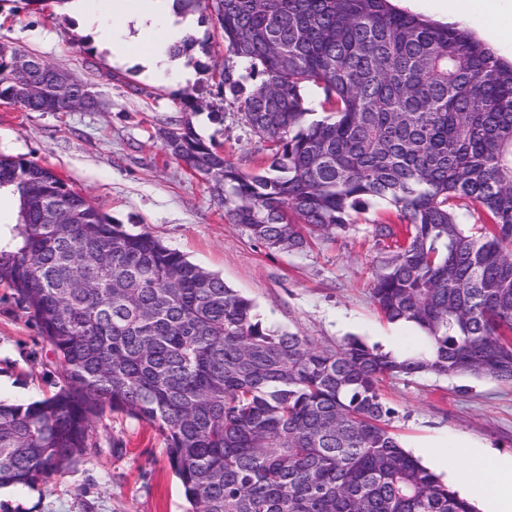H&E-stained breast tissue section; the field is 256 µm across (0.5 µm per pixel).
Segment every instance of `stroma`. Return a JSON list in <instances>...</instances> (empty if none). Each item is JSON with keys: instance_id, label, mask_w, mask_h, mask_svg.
Segmentation results:
<instances>
[{"instance_id": "35a3bbf8", "label": "stroma", "mask_w": 512, "mask_h": 512, "mask_svg": "<svg viewBox=\"0 0 512 512\" xmlns=\"http://www.w3.org/2000/svg\"><path fill=\"white\" fill-rule=\"evenodd\" d=\"M397 8L437 23L469 27L506 61L512 35L486 32L480 17H455L448 0H394ZM98 16L72 17L53 4L33 10L25 0H0V43L37 55L86 83L99 101L95 111L24 112L0 100V154L53 167L116 222L138 225L195 264L221 275L252 299L270 327L334 348L356 337L368 345L393 339L406 347L414 330L387 322L371 294L373 273L391 239L375 231L378 208L335 239L313 240L300 252H272L229 223L209 183L172 159L164 131L190 122L226 159L253 171L270 152L268 141L243 124L217 85L224 40L214 16L190 30L204 49L183 57L190 81L146 77L135 62L116 65L111 49L95 40ZM193 90L199 111L181 97ZM0 399L29 402L54 392L60 369L38 326L0 287ZM384 397L395 411L394 433L406 450L425 444L476 440L512 455V384L490 376L424 374L390 379ZM103 448L34 486L7 489L0 512H185L187 503L171 471L164 444L146 423L112 410L95 419ZM120 451H112V440Z\"/></svg>"}]
</instances>
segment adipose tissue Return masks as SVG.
<instances>
[{
	"instance_id": "ef3b65f1",
	"label": "adipose tissue",
	"mask_w": 512,
	"mask_h": 512,
	"mask_svg": "<svg viewBox=\"0 0 512 512\" xmlns=\"http://www.w3.org/2000/svg\"><path fill=\"white\" fill-rule=\"evenodd\" d=\"M194 23L193 15L174 13L172 0H112V11L104 15L97 37L111 48L117 61H124L128 49L138 45L142 48L138 61L148 74L160 76L178 71L187 80L190 72L181 71L169 48L182 40ZM432 458L455 471L468 461L482 466L484 479L467 481L464 486L469 501L479 505L491 499L495 502L494 512H512V457L461 440L453 452L436 451Z\"/></svg>"
}]
</instances>
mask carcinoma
I'll list each match as a JSON object with an SVG mask.
<instances>
[{
    "label": "carcinoma",
    "instance_id": "carcinoma-1",
    "mask_svg": "<svg viewBox=\"0 0 512 512\" xmlns=\"http://www.w3.org/2000/svg\"><path fill=\"white\" fill-rule=\"evenodd\" d=\"M223 32L224 93L271 143L247 174L185 122L169 154L225 216L276 252L358 223L374 202L395 250L373 299L420 343L395 355L273 330L254 302L147 230L103 214L52 168L0 156L17 202L0 285L60 367L52 395L0 400V487H30L100 453L109 406L162 437L188 512H475L404 450L380 384L423 374L512 382V63L467 28L391 0H174ZM0 44V99L71 107L33 54L20 93ZM325 113L316 116V107ZM474 204L489 226L473 232Z\"/></svg>",
    "mask_w": 512,
    "mask_h": 512
}]
</instances>
